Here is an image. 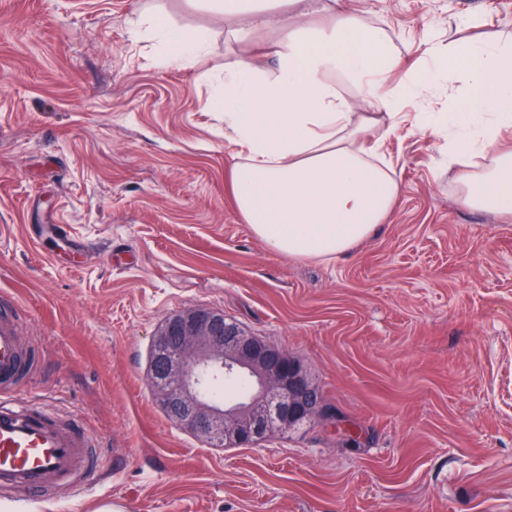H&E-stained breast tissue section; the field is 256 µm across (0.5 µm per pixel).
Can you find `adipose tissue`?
<instances>
[{"instance_id": "adipose-tissue-1", "label": "adipose tissue", "mask_w": 512, "mask_h": 512, "mask_svg": "<svg viewBox=\"0 0 512 512\" xmlns=\"http://www.w3.org/2000/svg\"><path fill=\"white\" fill-rule=\"evenodd\" d=\"M246 19L239 40L272 33L265 61L241 55L224 66L216 98L224 138L238 149L231 170L236 211L270 249L291 258L331 259L350 252L394 214L400 184L391 167L373 162L376 146L398 127L400 107L422 92V75L464 81L461 112H418L416 127L447 134L449 162L481 158L482 171L456 178L468 209L512 217V33L486 43L431 42L425 63L403 67L391 38L368 26L344 0H214ZM163 46L167 65L190 63L209 43L207 30L172 27L158 14L144 19ZM398 83L387 86L391 72Z\"/></svg>"}]
</instances>
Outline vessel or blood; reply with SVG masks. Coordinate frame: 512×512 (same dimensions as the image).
<instances>
[{"mask_svg":"<svg viewBox=\"0 0 512 512\" xmlns=\"http://www.w3.org/2000/svg\"><path fill=\"white\" fill-rule=\"evenodd\" d=\"M31 356L17 307H0V496H50L102 472L94 438L72 416L20 400L19 379Z\"/></svg>","mask_w":512,"mask_h":512,"instance_id":"vessel-or-blood-1","label":"vessel or blood"}]
</instances>
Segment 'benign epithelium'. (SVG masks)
Here are the masks:
<instances>
[{
	"instance_id": "obj_1",
	"label": "benign epithelium",
	"mask_w": 512,
	"mask_h": 512,
	"mask_svg": "<svg viewBox=\"0 0 512 512\" xmlns=\"http://www.w3.org/2000/svg\"><path fill=\"white\" fill-rule=\"evenodd\" d=\"M205 371L247 375L250 397L225 405L207 398L201 391ZM148 378L159 405L209 443L256 446L300 417H331L301 361L234 326L218 309L194 306L168 317L151 343Z\"/></svg>"
}]
</instances>
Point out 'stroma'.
<instances>
[{"label": "stroma", "instance_id": "35a3bbf8", "mask_svg": "<svg viewBox=\"0 0 512 512\" xmlns=\"http://www.w3.org/2000/svg\"><path fill=\"white\" fill-rule=\"evenodd\" d=\"M212 34L162 66L130 0H0V292L41 350L19 394L80 418L109 462L10 512H512V220L456 202L444 138L401 121L382 155L401 193L348 254L293 259L229 188L236 148L210 102L241 18L210 0H141ZM405 63L422 35L485 42L512 0H349ZM60 224L62 235L43 232ZM223 310L309 370L360 449L306 422L218 448L165 416L147 379L164 320Z\"/></svg>", "mask_w": 512, "mask_h": 512}]
</instances>
